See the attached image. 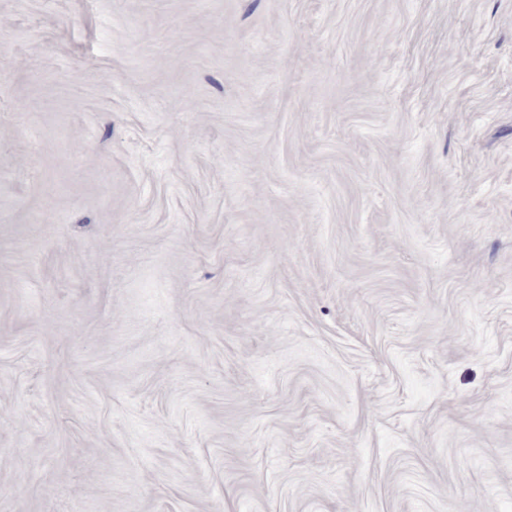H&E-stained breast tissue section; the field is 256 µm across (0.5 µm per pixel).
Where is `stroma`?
Listing matches in <instances>:
<instances>
[{"instance_id": "1", "label": "stroma", "mask_w": 512, "mask_h": 512, "mask_svg": "<svg viewBox=\"0 0 512 512\" xmlns=\"http://www.w3.org/2000/svg\"><path fill=\"white\" fill-rule=\"evenodd\" d=\"M0 512H512V0H0Z\"/></svg>"}]
</instances>
